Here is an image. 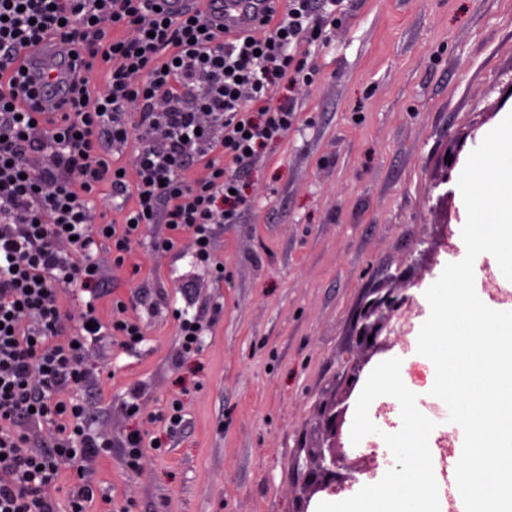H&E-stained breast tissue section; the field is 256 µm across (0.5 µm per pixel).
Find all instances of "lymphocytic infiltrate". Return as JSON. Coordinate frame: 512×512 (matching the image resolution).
<instances>
[{
  "mask_svg": "<svg viewBox=\"0 0 512 512\" xmlns=\"http://www.w3.org/2000/svg\"><path fill=\"white\" fill-rule=\"evenodd\" d=\"M146 2L0 0V72L50 31L79 44L87 72L48 124L21 105L23 72L0 90V512H57L50 491L66 470L69 512L110 500L85 467L111 442L91 429L84 359L103 335L134 346L143 326L119 300L111 324L99 318L98 256L123 266L146 225L164 224L156 249L188 230L196 260L212 265L213 225L234 223L244 204L242 172L296 122V103L275 102L274 89L313 81L310 47L341 0H286L263 28L230 36L205 11L174 20ZM137 132L128 177L117 155ZM197 163L205 177H192ZM104 191L129 207L96 224ZM63 285L89 294L78 317L60 302Z\"/></svg>",
  "mask_w": 512,
  "mask_h": 512,
  "instance_id": "obj_1",
  "label": "lymphocytic infiltrate"
}]
</instances>
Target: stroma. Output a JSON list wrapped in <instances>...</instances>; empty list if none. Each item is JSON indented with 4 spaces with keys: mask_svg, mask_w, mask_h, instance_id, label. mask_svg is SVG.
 Returning <instances> with one entry per match:
<instances>
[{
    "mask_svg": "<svg viewBox=\"0 0 512 512\" xmlns=\"http://www.w3.org/2000/svg\"><path fill=\"white\" fill-rule=\"evenodd\" d=\"M311 52L313 82L274 94L296 100L293 130L243 176L239 223L214 227L223 274L195 263L190 233L155 250L170 235L163 224L146 227L122 267H104L101 319L111 324L113 299L139 304L145 336L133 348L106 336L86 355L94 427L112 441L87 467L113 501L89 512L340 510L395 472L387 447L406 422L378 418L383 401L425 424L427 477L437 512H448L442 470L456 468L463 442L430 393L417 338L426 290L466 252L459 176L475 140L512 112V0H343ZM402 292L412 299L402 333L386 350L365 346L362 306ZM184 309L206 322L190 356L179 341ZM412 362L423 377L408 374ZM134 398L144 416L129 410ZM174 399L181 430L146 420ZM332 404L345 412L338 471L350 480L311 496L307 451L334 439ZM135 427L166 447L134 474L121 444Z\"/></svg>",
    "mask_w": 512,
    "mask_h": 512,
    "instance_id": "35a3bbf8",
    "label": "stroma"
}]
</instances>
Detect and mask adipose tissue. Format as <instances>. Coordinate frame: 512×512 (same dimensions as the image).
Masks as SVG:
<instances>
[{"label":"adipose tissue","instance_id":"adipose-tissue-1","mask_svg":"<svg viewBox=\"0 0 512 512\" xmlns=\"http://www.w3.org/2000/svg\"><path fill=\"white\" fill-rule=\"evenodd\" d=\"M424 425L408 417L404 433L392 446L402 458L395 480L380 494L359 497L347 512H436L432 485L423 474Z\"/></svg>","mask_w":512,"mask_h":512}]
</instances>
